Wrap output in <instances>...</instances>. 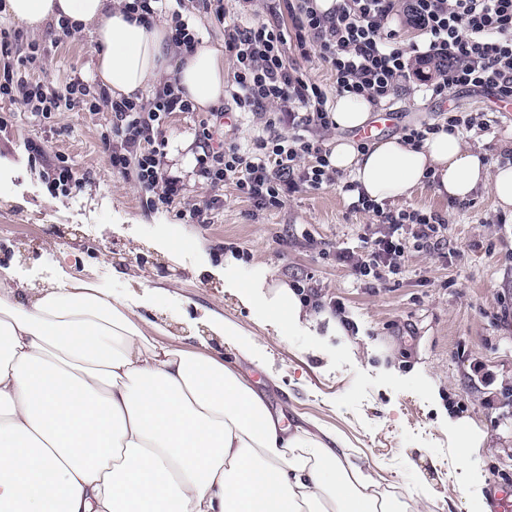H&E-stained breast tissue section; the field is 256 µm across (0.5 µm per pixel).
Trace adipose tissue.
I'll list each match as a JSON object with an SVG mask.
<instances>
[{
	"label": "adipose tissue",
	"instance_id": "ef3b65f1",
	"mask_svg": "<svg viewBox=\"0 0 512 512\" xmlns=\"http://www.w3.org/2000/svg\"><path fill=\"white\" fill-rule=\"evenodd\" d=\"M5 12L32 31L64 18L93 27L113 97L146 95L171 68L196 108L224 96L220 50L203 38L174 52L167 24L128 18L115 0H6ZM333 112L344 134L330 163L370 199L409 196L430 177L460 200L490 184L512 208V165L491 167L460 134L418 149L383 137L363 153L345 133L372 105L344 95ZM250 297L290 323L305 313L271 270ZM197 321L258 363L239 325L207 308ZM166 334L95 282L36 288L0 267V512H433L417 493L380 492L335 431L286 424L208 342L188 349Z\"/></svg>",
	"mask_w": 512,
	"mask_h": 512
}]
</instances>
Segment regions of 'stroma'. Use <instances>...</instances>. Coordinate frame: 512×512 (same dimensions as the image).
Instances as JSON below:
<instances>
[{"label": "stroma", "mask_w": 512, "mask_h": 512, "mask_svg": "<svg viewBox=\"0 0 512 512\" xmlns=\"http://www.w3.org/2000/svg\"><path fill=\"white\" fill-rule=\"evenodd\" d=\"M52 24L23 30L19 50L38 44L41 78L65 85L74 71L95 72L90 31L55 42ZM489 111L491 94L456 93L452 104L417 88L392 106L389 135L407 124L440 121L448 107ZM0 132V266L36 285L60 276L90 279L113 296L150 293L147 319H168L185 345L194 332L179 322L194 306L212 308L255 343L263 366L238 370L289 422L311 420L342 435L367 460L383 489L433 499L435 512H494L490 492L512 488V211L490 185L460 201L422 185L398 208L440 213L448 230L436 250L409 249L401 274L378 286L356 279L337 251L363 252L376 230L354 212L342 187L302 189L272 210L256 209L234 186L215 188L195 174V144L205 112L167 118L164 163L183 182L169 209L144 207L132 177L113 171L100 138L105 112H59L41 121L19 104ZM491 165L512 150V117L482 134L467 133ZM41 145L35 157L31 144ZM63 156L83 176L80 192L52 194L45 172ZM222 204L207 224L178 211ZM318 293L320 310L343 318L339 336L322 320L288 324L253 304L246 284L265 269ZM487 434L465 450L459 417Z\"/></svg>", "instance_id": "35a3bbf8"}]
</instances>
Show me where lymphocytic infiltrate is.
<instances>
[{"instance_id":"1","label":"lymphocytic infiltrate","mask_w":512,"mask_h":512,"mask_svg":"<svg viewBox=\"0 0 512 512\" xmlns=\"http://www.w3.org/2000/svg\"><path fill=\"white\" fill-rule=\"evenodd\" d=\"M170 0H123L126 13L147 20L169 16L170 40L193 50L198 33ZM214 16L224 25V48L233 59L230 97L238 119L258 116L265 132L243 146L224 138V107L202 120L197 140L196 173L214 186L233 185L257 209L281 207L298 187L320 190L340 183L331 167V149L320 132L334 127L322 88L303 78L288 62L289 46L302 56L317 55L331 72L338 94L366 98L372 105L391 104L413 80L425 82L432 98L449 102L461 89L480 88L499 99H512V0H336L327 11L318 0H288L295 35L258 22L243 27L227 20L223 5ZM405 15L423 37L405 45L391 23ZM19 37L0 29V100L20 104L32 116L87 109L111 115L101 145L113 170L132 176L148 209H168L182 191L178 177L164 167L166 118L191 111L175 81H166L150 101L112 98L100 83L75 73L61 88L37 78L40 54L30 45L17 51ZM487 112H461L450 106L444 124L423 121L403 126L402 141L420 148L428 135L487 131ZM354 211L386 225L369 239L364 253L345 251L338 259L357 278H379L381 270L401 274L409 247L435 250L448 226L438 214L420 208L391 211L366 195Z\"/></svg>"}]
</instances>
